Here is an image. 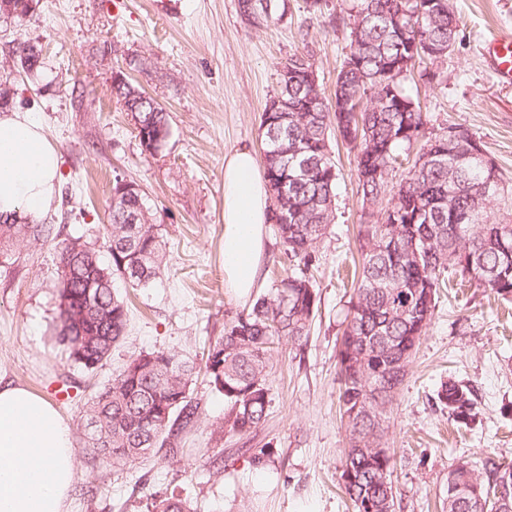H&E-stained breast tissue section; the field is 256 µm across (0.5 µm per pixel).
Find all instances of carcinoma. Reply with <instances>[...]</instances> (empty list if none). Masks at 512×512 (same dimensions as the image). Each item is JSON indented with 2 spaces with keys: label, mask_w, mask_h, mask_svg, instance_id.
Returning a JSON list of instances; mask_svg holds the SVG:
<instances>
[{
  "label": "carcinoma",
  "mask_w": 512,
  "mask_h": 512,
  "mask_svg": "<svg viewBox=\"0 0 512 512\" xmlns=\"http://www.w3.org/2000/svg\"><path fill=\"white\" fill-rule=\"evenodd\" d=\"M238 0L244 20L264 26L288 18L289 0ZM349 54L336 74L333 96L308 79L310 59L295 54L281 64L279 90L266 104L263 163L271 200V224L288 262L285 276L252 306L224 323V335L210 343L203 370L209 386L224 395L228 411L220 429L250 434L263 423L269 403L266 384L273 347L281 339L307 338L320 297L313 282L317 245L335 223L336 164L331 137L354 153L362 208L385 200L395 223L363 221L357 242L361 267L337 350L341 377L339 411L347 433L341 474L354 512H395L393 456L385 447L386 422L431 321L444 274L453 269L470 285L512 300V222L490 217L492 200L478 187L488 183L504 195L493 159L463 158L475 135L425 137L420 101L407 81L427 82L455 44L458 18L448 0H354ZM16 64L40 71V50L27 42L16 49ZM112 96L137 112L140 144L159 146L170 135L168 114L130 82L112 86ZM419 146L408 176L395 189L387 175ZM112 184L104 263L95 245L63 236L53 224H19L0 214V265L8 266L24 241L54 242L58 253L55 329L69 361L92 372L107 364L112 347L125 336L128 310L114 290L116 280L147 288L161 274L163 240L148 223L145 199L136 188ZM468 258L462 264L454 255ZM195 363L172 351L139 353L88 402L87 446L93 458L125 466L141 458L134 448L176 457L182 441L200 422L199 403L189 394ZM181 399H174L175 395ZM439 402L459 423L473 416L470 389L442 385ZM445 512H512V465L496 462L478 471L466 463L448 473ZM151 512H192L175 496H156Z\"/></svg>",
  "instance_id": "cac0c4a2"
}]
</instances>
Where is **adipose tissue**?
<instances>
[{"mask_svg": "<svg viewBox=\"0 0 512 512\" xmlns=\"http://www.w3.org/2000/svg\"><path fill=\"white\" fill-rule=\"evenodd\" d=\"M57 151L26 114L0 117V213L37 221L57 185ZM270 197L251 148L224 158V279L239 300L261 288ZM69 425L46 398L0 382V512H65L74 485Z\"/></svg>", "mask_w": 512, "mask_h": 512, "instance_id": "ef3b65f1", "label": "adipose tissue"}]
</instances>
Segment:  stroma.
I'll list each match as a JSON object with an SVG mask.
<instances>
[{"mask_svg":"<svg viewBox=\"0 0 512 512\" xmlns=\"http://www.w3.org/2000/svg\"><path fill=\"white\" fill-rule=\"evenodd\" d=\"M456 42L436 81L418 83L427 135L451 124L468 128L512 178V85L490 73L481 45L512 35V0H451ZM291 18L256 27L238 0H39L22 18L0 17V82L59 155L60 180L42 216L66 233L103 245L114 177L135 182L159 225L165 268L149 287L116 282L129 307L124 340L107 365L70 366L51 338L57 305L54 245L24 243L0 267V380L49 399L68 422L76 457L67 512H148L157 492L190 499L197 512H352L339 484L345 429L340 420L336 350L350 292L342 283L359 261L362 214L354 156L335 149L336 221L317 246L321 296L307 340H281L267 377L265 422L250 435L225 436L227 406L204 376L191 386L201 421L189 451L116 468L89 466L84 440L88 401L131 356L176 351L201 360L224 324L244 308L224 286V157L260 150V117L278 91L288 56L311 59L320 85L333 88L350 44L352 0H326L310 14L290 0ZM37 44V81L14 68L19 43ZM111 50L101 62L100 47ZM169 115L171 134L144 152L131 118L112 97V69ZM471 388L469 423L439 404L442 384ZM395 512H442L448 473L458 463L512 464V302L481 288L441 289L408 374L389 414ZM95 482L97 495L80 490Z\"/></svg>","mask_w":512,"mask_h":512,"instance_id":"35a3bbf8","label":"stroma"}]
</instances>
